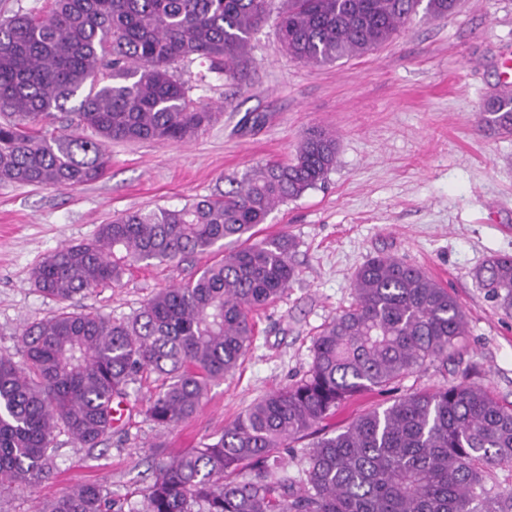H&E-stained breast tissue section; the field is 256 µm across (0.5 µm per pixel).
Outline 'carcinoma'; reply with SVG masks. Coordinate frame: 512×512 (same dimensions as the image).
Returning a JSON list of instances; mask_svg holds the SVG:
<instances>
[{
	"label": "carcinoma",
	"mask_w": 512,
	"mask_h": 512,
	"mask_svg": "<svg viewBox=\"0 0 512 512\" xmlns=\"http://www.w3.org/2000/svg\"><path fill=\"white\" fill-rule=\"evenodd\" d=\"M273 0H52L48 12L0 16V181L67 188L100 178L111 141L178 143L216 118L189 95L173 64L204 58L208 72L247 79L250 40ZM422 0H279L276 32L294 58L323 65L388 42ZM456 0H427L444 17ZM74 106H69L72 101ZM479 120L512 133V93ZM64 124L70 133L47 132ZM332 132H308L294 157L254 170L232 189L181 208L133 212L89 240L47 256L34 287L62 304L21 330L17 361L0 357V488L32 486L55 467V437L86 448L112 435L113 402L143 376L160 384L145 414L169 428L192 418L210 385L250 350L249 313L296 279L289 234L255 239L274 208L336 166ZM241 247L116 320L64 303L120 280L139 263H179L225 242ZM512 312V256L476 274ZM354 303L314 339L299 380L267 393L222 433L159 463L140 512H512V411L467 380L404 394L342 431L322 423L354 396L383 390L430 364L447 365L466 336L457 299L422 268L393 256L352 275ZM312 438L298 476L282 450ZM36 512H122L87 483Z\"/></svg>",
	"instance_id": "obj_1"
}]
</instances>
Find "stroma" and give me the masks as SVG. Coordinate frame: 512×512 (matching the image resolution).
<instances>
[{"label": "stroma", "instance_id": "1", "mask_svg": "<svg viewBox=\"0 0 512 512\" xmlns=\"http://www.w3.org/2000/svg\"><path fill=\"white\" fill-rule=\"evenodd\" d=\"M510 60L512 0H459L443 18L417 10L378 50L323 66L288 55L269 20L252 38L243 84L217 74L200 83L199 62L180 64L191 97L219 114L197 137L110 143L107 174L71 188L0 182V356L17 359L23 325L58 308L31 283L33 269L57 249L91 239L123 214L179 208L227 190L257 167L290 159L309 129L335 131L338 140L325 181L277 206L258 227L262 238L287 232L299 240L298 276L255 316L253 345L236 372L210 386L193 418L167 430L140 410L154 380L137 382L129 398L137 410L113 426L107 442L84 448L58 434L52 476L0 492V512H33L84 483L100 485L124 512H140L153 460L175 459L220 434L308 370L313 338L350 306L353 272L376 255L420 266L448 287L466 316V346L446 369L430 366L392 389L355 396L324 431L465 376L512 408V313L494 307L475 278L489 259L512 255V134L478 123ZM223 256L219 249L178 264L139 265L117 284L76 296L71 308L129 317L160 289Z\"/></svg>", "mask_w": 512, "mask_h": 512}]
</instances>
